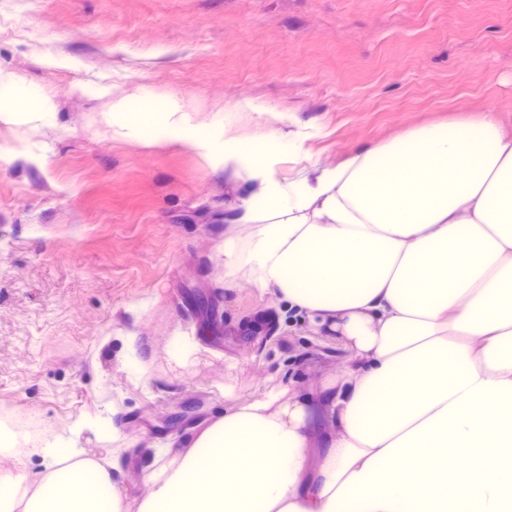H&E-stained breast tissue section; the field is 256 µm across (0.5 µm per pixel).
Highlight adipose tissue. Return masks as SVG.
<instances>
[{
	"label": "adipose tissue",
	"mask_w": 512,
	"mask_h": 512,
	"mask_svg": "<svg viewBox=\"0 0 512 512\" xmlns=\"http://www.w3.org/2000/svg\"><path fill=\"white\" fill-rule=\"evenodd\" d=\"M49 111L0 72V122ZM105 121L246 171L249 194L227 207L225 287L272 292L353 364L317 402L225 388L223 415L148 472L133 510L118 457L23 448L1 426L14 470L0 512H512V138L494 112L405 129L288 181L281 132L194 125L148 94Z\"/></svg>",
	"instance_id": "ef3b65f1"
}]
</instances>
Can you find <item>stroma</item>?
Listing matches in <instances>:
<instances>
[{"label":"stroma","instance_id":"35a3bbf8","mask_svg":"<svg viewBox=\"0 0 512 512\" xmlns=\"http://www.w3.org/2000/svg\"><path fill=\"white\" fill-rule=\"evenodd\" d=\"M0 71L52 116L0 123V423L20 445L82 434L137 505L193 408L278 388L318 395L351 363L287 303L224 285V210L246 175L103 122L140 90L192 122L276 129L288 177L415 125L494 111L512 138V0H0ZM150 356L133 376L124 336ZM191 349L176 361L173 337Z\"/></svg>","mask_w":512,"mask_h":512}]
</instances>
